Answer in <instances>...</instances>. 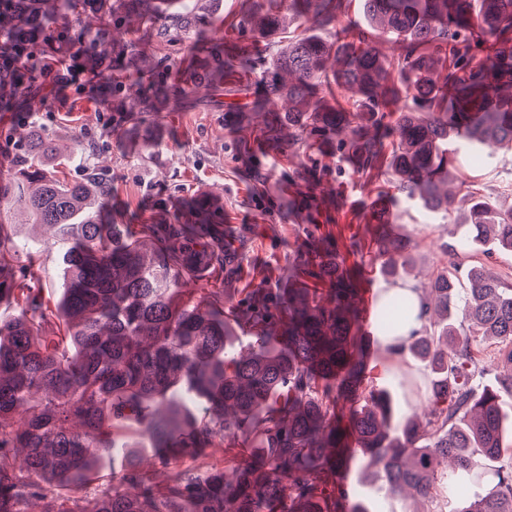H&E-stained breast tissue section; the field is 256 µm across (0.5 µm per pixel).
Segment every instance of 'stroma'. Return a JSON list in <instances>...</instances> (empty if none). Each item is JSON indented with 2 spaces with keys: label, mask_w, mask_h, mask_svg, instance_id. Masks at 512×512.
<instances>
[{
  "label": "stroma",
  "mask_w": 512,
  "mask_h": 512,
  "mask_svg": "<svg viewBox=\"0 0 512 512\" xmlns=\"http://www.w3.org/2000/svg\"><path fill=\"white\" fill-rule=\"evenodd\" d=\"M246 0H202L200 19L193 29L156 48L151 34L155 23L136 25V48L129 54L128 75L120 90L107 92L95 84L83 94H71L66 108L56 109L52 98L35 95L22 110L33 113L42 124L41 133L65 145H79L81 163L67 166L69 180L84 178L86 168H95L112 182L109 206L122 224H146L151 216L180 211L196 197L212 199L224 216V246L239 259L233 272L217 273L207 280L186 279L180 288L185 298L202 299L207 288L224 291L226 304H239L251 288H285L288 266L310 234L332 233L346 238L363 228L373 212L392 215L394 234L412 235L411 282H425L445 263L444 244L450 243L455 215L427 213L399 198L385 176L366 182L335 155H321L324 176L316 190L317 211H289V198L299 195V186L289 184L290 164L278 150L240 147L243 137L257 134L261 115L252 112L251 95H239L233 107L211 98L207 88L192 89L182 109L160 112L139 125L125 122L119 106L139 91L138 82L166 70L172 80L193 68L189 48L200 37L220 39L226 21L235 19ZM28 139L18 131L8 111L0 112V187L11 186L17 177V160L25 153ZM458 176L484 192H512V156L499 153L487 158L461 159ZM409 358L393 366L382 349H375L367 373L389 389L396 410L410 414L415 393L403 385L401 371H419ZM364 462L351 463L349 487L371 512H422V502L389 497L363 478Z\"/></svg>",
  "instance_id": "obj_1"
}]
</instances>
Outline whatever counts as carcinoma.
<instances>
[{"mask_svg": "<svg viewBox=\"0 0 512 512\" xmlns=\"http://www.w3.org/2000/svg\"><path fill=\"white\" fill-rule=\"evenodd\" d=\"M0 4V46L19 23L71 14L83 0ZM112 0V20L89 45L109 44L125 16L161 20L169 37L192 27L198 0ZM252 0L229 27L234 40L190 48L201 65L186 86L211 85L234 97L263 67L251 102L262 114L256 144L286 147L290 179L315 189L322 167L310 156L336 141V157L368 177L384 172L430 212L464 211V242L512 252V209L491 194L462 191L451 173L460 153L512 154V0ZM385 39L391 53L375 44ZM130 44H112L121 79ZM168 74L123 107L141 123L179 105ZM8 95L28 92L0 78ZM64 153L56 140L30 141L18 161L24 189L14 198L23 224H0V512H368L351 504L339 473L357 454L388 494L410 488L437 512L446 493L456 512H512V447L503 397L512 374L488 387L477 358L485 341L512 367V284L483 265L464 266L446 247V265L420 285L427 302L420 334L403 345L429 371L431 409L420 423L393 421L389 394L366 375L369 349L358 334V285L342 266L355 254L310 236L282 294L261 286L224 309V289L201 302L182 297L183 279L225 266L219 222L203 203L171 223L102 222L112 184L95 173L61 180L44 170ZM367 225L385 279L408 277L412 240L389 235L385 216ZM53 250L63 285L53 307L35 288L41 255ZM379 330L411 314L403 300L376 307ZM254 335L234 349L236 330ZM135 428L134 441L126 429ZM253 448L224 469L178 464L210 448ZM156 451L152 470L140 449ZM120 462V478L87 498L78 493Z\"/></svg>", "mask_w": 512, "mask_h": 512, "instance_id": "carcinoma-1", "label": "carcinoma"}]
</instances>
